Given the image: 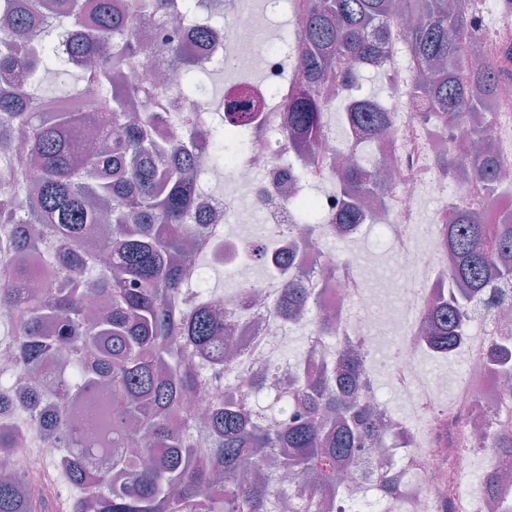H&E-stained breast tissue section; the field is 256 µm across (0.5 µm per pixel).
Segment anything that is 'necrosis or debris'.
Listing matches in <instances>:
<instances>
[{
  "mask_svg": "<svg viewBox=\"0 0 512 512\" xmlns=\"http://www.w3.org/2000/svg\"><path fill=\"white\" fill-rule=\"evenodd\" d=\"M270 11L269 0H256L250 8L245 0H205L194 17L181 22V35L188 43L208 17L223 16V36L191 53L192 65L207 73L223 67L227 78L222 99L230 101L247 91L260 105L258 122L267 133L266 143L259 147L253 132L243 131L246 147L240 157L201 173L208 185L205 198L218 215L217 221L203 227L205 245L223 246L216 262L239 285L238 290L217 297L233 315L229 333L239 359L214 385L237 382L268 364L293 374L304 365V358L288 360L280 352L289 329L311 332L315 318L310 315L294 323L272 311L268 302L281 288V268L275 260L278 247L269 245L268 256L259 265L250 254V244L257 226L295 223L290 180L306 175L318 183L320 210L330 218L341 199L343 161L351 157L369 161L371 170L387 174L388 181L361 197L364 223L341 234L327 227L311 238L309 247L297 251L295 265L305 272L307 286L321 304L336 311L337 337L331 344L318 343L316 357L335 358L345 340L359 341L368 371L381 367L389 372L410 414L398 416L376 393L365 394L382 421V442L365 446L361 468L340 472L327 483L328 492L346 490L335 512H512V455L462 447L464 431L485 427L488 407L512 405V388L503 385L483 361L493 332H512V309L502 315L471 306L461 350L444 358L448 365L463 361L464 373L425 374L419 368L421 351L416 343L423 314L448 283V262L438 247L448 221V191L453 188L458 196L467 197L474 188L468 179L449 185L448 170L439 161L452 148L471 157L474 122L465 119L446 137L438 126L425 125L409 104L390 98L383 106L392 112L393 123L383 141L358 146L329 134L317 146L296 150L285 137V103L299 85L302 70L286 65L285 53L263 47L271 28ZM405 29L402 23L391 28L388 52L378 69L394 88L407 86L417 74L406 48ZM491 140L509 193L494 206H478L486 223L512 211V84L502 88L494 106ZM426 197L437 201L438 207L425 223L420 203ZM381 224L388 228L386 246L393 265L402 273L399 299L405 316L399 352L383 360L377 357V330L390 324L392 316L376 302L381 283L363 275L360 253L334 248L336 241L360 240ZM451 381L457 385L454 404L439 406L433 392ZM480 470L506 473L508 480L494 489L474 487L472 480Z\"/></svg>",
  "mask_w": 512,
  "mask_h": 512,
  "instance_id": "necrosis-or-debris-1",
  "label": "necrosis or debris"
}]
</instances>
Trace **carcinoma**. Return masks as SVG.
<instances>
[{
	"instance_id": "carcinoma-1",
	"label": "carcinoma",
	"mask_w": 512,
	"mask_h": 512,
	"mask_svg": "<svg viewBox=\"0 0 512 512\" xmlns=\"http://www.w3.org/2000/svg\"><path fill=\"white\" fill-rule=\"evenodd\" d=\"M185 0H0V146L16 150L0 167V306L15 312L14 363L38 371L44 384L25 389L26 421L0 425V448H20L32 427L63 449L58 466L79 490L69 512H275L281 506L276 476L249 479L243 465L273 457L297 477L292 512H332L323 485L359 466L357 448L380 437L360 400L365 374L361 352L346 349L335 364L311 362L305 376L288 379L294 416L275 422L252 407L243 387L218 392L198 415L190 399L226 369L224 314L185 296L195 213L204 205L194 168L207 153L216 165L238 150L237 128L255 124V112H229L226 126L202 121L208 87L181 71L179 100L146 78L127 74L143 56L141 29L166 31ZM305 0L291 45L305 81L288 100L289 139L312 147L323 138L331 101L321 86L372 66L387 53L397 19H418L406 39L421 77L410 90L424 123L453 128L469 112H487L503 85L512 83V45L501 64H469L481 45L470 39L473 0ZM75 80L63 97L39 93L45 80ZM183 112L185 136L169 138L168 113ZM100 115L98 142L84 144L85 113ZM345 134L377 141L390 113L375 97L347 101ZM484 197L498 192L496 158L486 144L463 162L448 151V176L463 165ZM344 201L330 223L364 221L359 197L374 185L372 171L347 166ZM301 223L270 229L303 238L319 231L321 217L306 196L295 198ZM109 225L95 238V226ZM442 246L448 254V295L422 323V347L446 355L463 341L468 306L480 298L498 306L493 288L512 281V219L483 224L475 208L448 206ZM281 259L277 313L295 318L316 304L302 276ZM484 357L512 381V334L494 336ZM109 397L98 405L102 392ZM83 401L100 415L112 453L104 470L93 463L96 440L70 421L65 405ZM502 435L481 436L470 448H512V414L487 411ZM0 512H58L53 499L26 487L22 470L0 478Z\"/></svg>"
}]
</instances>
